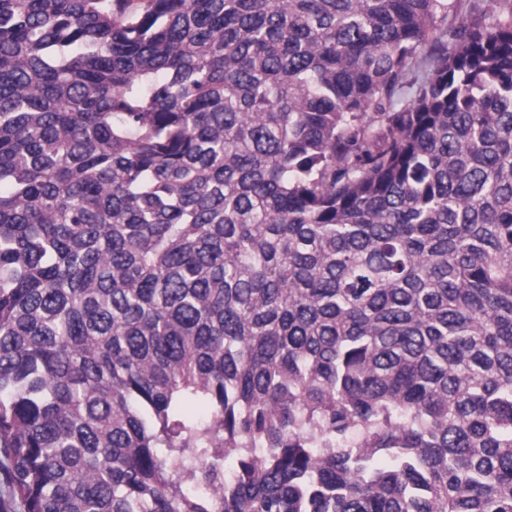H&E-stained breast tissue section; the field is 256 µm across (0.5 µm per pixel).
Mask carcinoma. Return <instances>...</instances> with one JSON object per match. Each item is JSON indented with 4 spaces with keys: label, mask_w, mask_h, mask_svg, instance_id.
Segmentation results:
<instances>
[{
    "label": "carcinoma",
    "mask_w": 512,
    "mask_h": 512,
    "mask_svg": "<svg viewBox=\"0 0 512 512\" xmlns=\"http://www.w3.org/2000/svg\"><path fill=\"white\" fill-rule=\"evenodd\" d=\"M461 2L0 0V512H512V0Z\"/></svg>",
    "instance_id": "1"
}]
</instances>
